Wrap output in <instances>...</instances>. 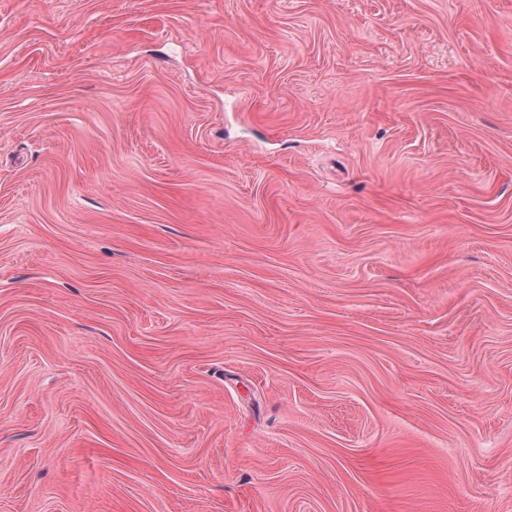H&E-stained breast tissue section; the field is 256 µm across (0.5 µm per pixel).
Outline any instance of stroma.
Segmentation results:
<instances>
[{"instance_id": "35a3bbf8", "label": "stroma", "mask_w": 512, "mask_h": 512, "mask_svg": "<svg viewBox=\"0 0 512 512\" xmlns=\"http://www.w3.org/2000/svg\"><path fill=\"white\" fill-rule=\"evenodd\" d=\"M0 512H512V0H0Z\"/></svg>"}]
</instances>
